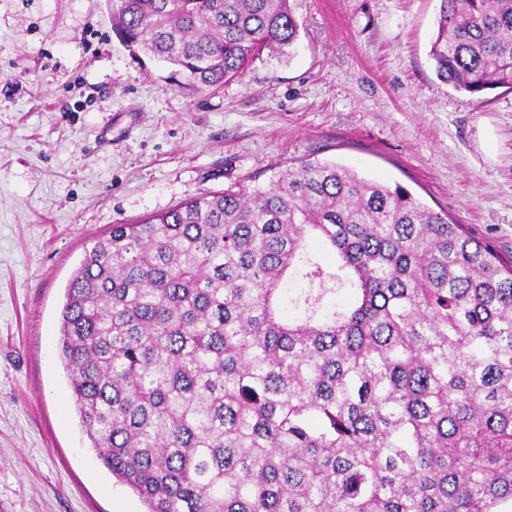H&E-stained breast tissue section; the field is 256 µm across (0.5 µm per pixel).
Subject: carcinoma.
I'll return each instance as SVG.
<instances>
[{"instance_id": "carcinoma-1", "label": "carcinoma", "mask_w": 512, "mask_h": 512, "mask_svg": "<svg viewBox=\"0 0 512 512\" xmlns=\"http://www.w3.org/2000/svg\"><path fill=\"white\" fill-rule=\"evenodd\" d=\"M109 2L189 91L299 35L289 0ZM429 58L479 104L512 91V0H440ZM61 316L83 432L148 512L512 502V265L397 183L304 160L114 224Z\"/></svg>"}]
</instances>
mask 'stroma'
Instances as JSON below:
<instances>
[{"label": "stroma", "instance_id": "stroma-1", "mask_svg": "<svg viewBox=\"0 0 512 512\" xmlns=\"http://www.w3.org/2000/svg\"><path fill=\"white\" fill-rule=\"evenodd\" d=\"M290 54L194 93L107 0H0V512H147L97 460L55 347L95 239L304 160L400 184L512 259V91L428 58L439 0H290Z\"/></svg>", "mask_w": 512, "mask_h": 512}]
</instances>
